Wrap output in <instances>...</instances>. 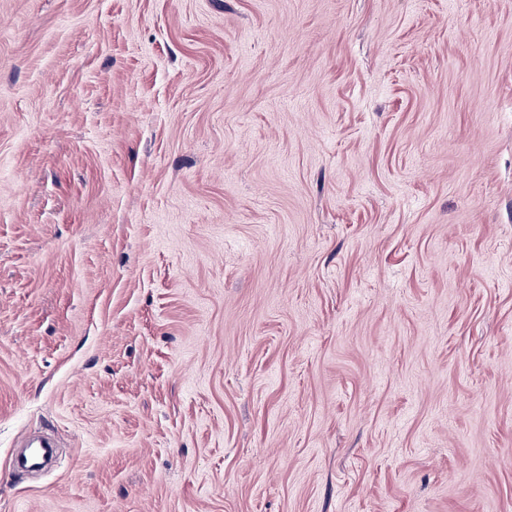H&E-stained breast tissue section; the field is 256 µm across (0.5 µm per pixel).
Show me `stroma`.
<instances>
[{
	"mask_svg": "<svg viewBox=\"0 0 512 512\" xmlns=\"http://www.w3.org/2000/svg\"><path fill=\"white\" fill-rule=\"evenodd\" d=\"M0 512H512V0H0Z\"/></svg>",
	"mask_w": 512,
	"mask_h": 512,
	"instance_id": "stroma-1",
	"label": "stroma"
}]
</instances>
